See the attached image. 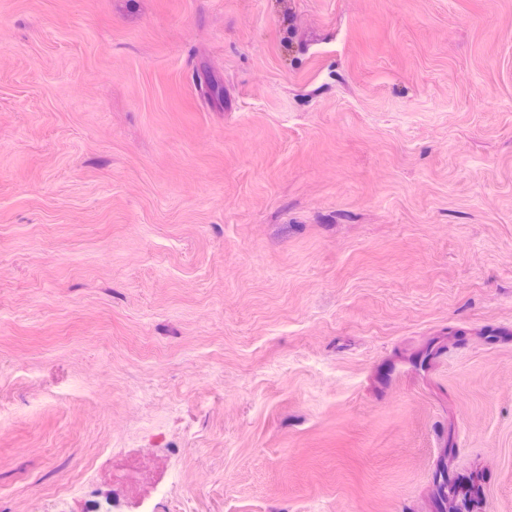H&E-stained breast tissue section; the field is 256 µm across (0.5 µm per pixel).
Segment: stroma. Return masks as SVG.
Instances as JSON below:
<instances>
[{
  "label": "stroma",
  "instance_id": "1",
  "mask_svg": "<svg viewBox=\"0 0 512 512\" xmlns=\"http://www.w3.org/2000/svg\"><path fill=\"white\" fill-rule=\"evenodd\" d=\"M512 512V0H0V512Z\"/></svg>",
  "mask_w": 512,
  "mask_h": 512
}]
</instances>
